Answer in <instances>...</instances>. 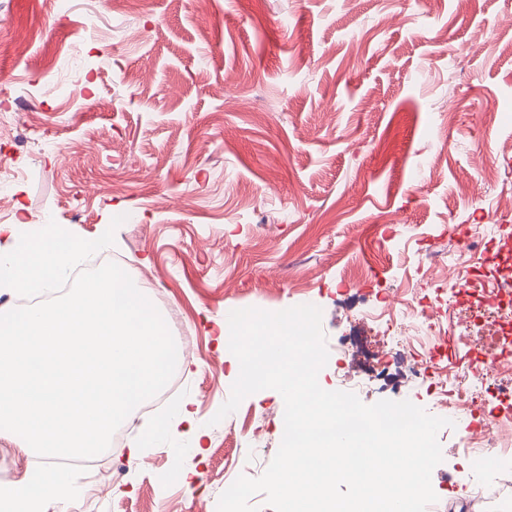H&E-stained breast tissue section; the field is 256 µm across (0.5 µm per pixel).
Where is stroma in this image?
Returning a JSON list of instances; mask_svg holds the SVG:
<instances>
[{
	"label": "stroma",
	"mask_w": 512,
	"mask_h": 512,
	"mask_svg": "<svg viewBox=\"0 0 512 512\" xmlns=\"http://www.w3.org/2000/svg\"><path fill=\"white\" fill-rule=\"evenodd\" d=\"M105 2L62 14L56 0H0V109L24 118L0 136L23 172L11 206L21 232L52 220L86 240L123 216L106 252L179 317L187 350L180 389L126 437L187 399L206 435L197 449L157 435L140 460L101 454L51 512H216L239 456L264 473L284 413L265 389L213 423L235 380L214 332L230 311L319 307L318 382L367 405L433 400L407 389L409 352L358 321L377 290L393 307L430 302L457 357L478 344L446 304L456 269L440 253L468 226L512 233V0H141L126 14ZM77 35L89 79L67 102L36 80ZM438 441L433 490L462 502L460 428Z\"/></svg>",
	"instance_id": "35a3bbf8"
}]
</instances>
